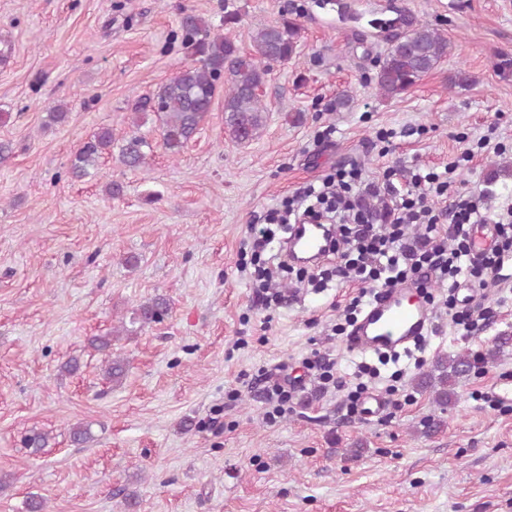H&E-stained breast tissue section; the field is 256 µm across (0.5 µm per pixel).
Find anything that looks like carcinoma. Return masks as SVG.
Here are the masks:
<instances>
[{
	"label": "carcinoma",
	"mask_w": 512,
	"mask_h": 512,
	"mask_svg": "<svg viewBox=\"0 0 512 512\" xmlns=\"http://www.w3.org/2000/svg\"><path fill=\"white\" fill-rule=\"evenodd\" d=\"M376 26L393 31L375 76L379 92L388 98L407 93L448 54L450 45L444 33L411 14L401 12L394 19L377 22ZM175 36L181 39L192 63L181 67L168 82L139 97L135 103L132 130L118 150L120 163L130 169L145 166L153 151L148 134L142 131L149 115H154L159 123L164 149L176 157L200 131L222 82L226 84L225 131L239 144L253 140L267 119L260 90L267 82L271 64L288 62L297 55L300 26L288 17L274 24H260L252 35V51L245 52L216 31L205 17L190 12L181 18ZM113 146L112 129H99L73 153L66 174L74 180L95 177L100 159L112 154ZM366 206L380 220L385 217L389 203L374 192ZM169 309L165 297L154 296L138 305L131 323L143 327L159 322ZM509 347H512V335L503 332L479 355L470 352L440 355L428 371L414 377V385L428 393L437 406L445 407L455 397L458 379L469 375L476 361H495ZM69 436L75 444L87 443L93 438L91 425L79 422L70 428Z\"/></svg>",
	"instance_id": "carcinoma-1"
}]
</instances>
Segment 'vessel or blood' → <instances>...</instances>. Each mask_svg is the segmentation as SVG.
I'll use <instances>...</instances> for the list:
<instances>
[{"label":"vessel or blood","mask_w":512,"mask_h":512,"mask_svg":"<svg viewBox=\"0 0 512 512\" xmlns=\"http://www.w3.org/2000/svg\"><path fill=\"white\" fill-rule=\"evenodd\" d=\"M300 244H289L287 261L316 263L332 253L335 229L325 224H300L294 230ZM434 324L433 309L420 292L409 285L383 291L350 329L348 345L354 351L396 352L417 342Z\"/></svg>","instance_id":"1"}]
</instances>
